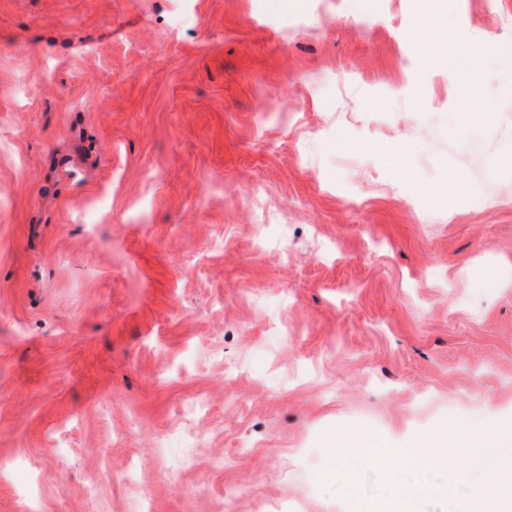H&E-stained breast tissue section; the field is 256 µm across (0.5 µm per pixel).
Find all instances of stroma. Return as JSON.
<instances>
[{
	"mask_svg": "<svg viewBox=\"0 0 512 512\" xmlns=\"http://www.w3.org/2000/svg\"><path fill=\"white\" fill-rule=\"evenodd\" d=\"M349 2L0 0V512H351L367 430L495 512L512 0Z\"/></svg>",
	"mask_w": 512,
	"mask_h": 512,
	"instance_id": "1",
	"label": "stroma"
}]
</instances>
